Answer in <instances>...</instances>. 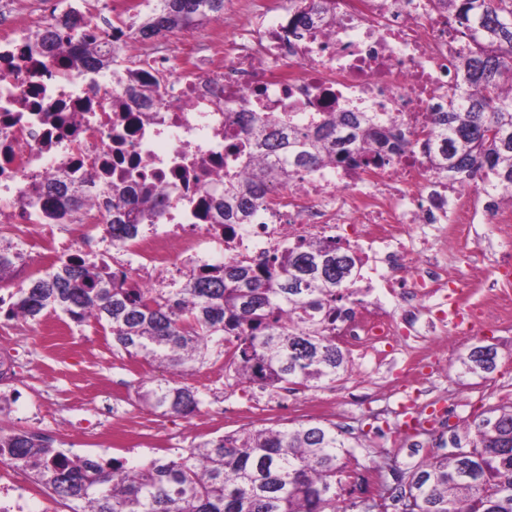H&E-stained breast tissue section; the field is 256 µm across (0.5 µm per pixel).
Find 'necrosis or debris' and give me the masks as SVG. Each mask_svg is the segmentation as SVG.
Masks as SVG:
<instances>
[{"instance_id": "obj_1", "label": "necrosis or debris", "mask_w": 512, "mask_h": 512, "mask_svg": "<svg viewBox=\"0 0 512 512\" xmlns=\"http://www.w3.org/2000/svg\"><path fill=\"white\" fill-rule=\"evenodd\" d=\"M150 3L106 0L93 15L73 7L65 47L49 56L31 33L51 26L56 0L43 14L0 0V198L9 201L0 227L23 253L18 273L31 278L92 258L158 290L211 265L218 249L257 265L311 237L342 239L394 302L389 311L353 298L336 323L337 342L377 366L390 364L402 322L429 337L416 351L419 369L440 366L460 337L512 326V290L502 285L512 278V257H494L486 298L472 305L460 302L467 269L459 261V241L473 225H512V203L476 205L478 189L433 177L422 149L429 115L447 107L457 57L468 47L447 8L437 0H321L317 17L309 0H232L223 22L187 32L169 49L135 33ZM89 41L111 53V69L75 63ZM242 110L277 112L304 128L326 112H373L385 126L400 120L410 144L379 168L301 170L269 192L253 223L219 224L207 207L210 192L253 162L236 121ZM60 170L85 189L79 221L40 216L31 204ZM113 185L159 203L119 246L87 231L103 224ZM208 390L213 420L316 405L284 393L243 409L227 404L217 385ZM135 424L109 391L71 432L90 447L102 430Z\"/></svg>"}]
</instances>
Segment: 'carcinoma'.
Instances as JSON below:
<instances>
[{
  "instance_id": "cac0c4a2",
  "label": "carcinoma",
  "mask_w": 512,
  "mask_h": 512,
  "mask_svg": "<svg viewBox=\"0 0 512 512\" xmlns=\"http://www.w3.org/2000/svg\"><path fill=\"white\" fill-rule=\"evenodd\" d=\"M471 47L459 56L462 93L448 110L433 112L435 143L427 146L439 177L468 186L479 173L483 191L512 201V0H442ZM224 14V0H158L144 16L143 31L158 37L196 29ZM72 24L66 15L35 35L55 53ZM84 61L107 69L112 58L94 42L80 49ZM244 133L261 164L247 177L228 175L209 206L226 224H251L266 199L264 188L284 187L293 167L323 163L386 162L409 144L400 126L384 130L372 112H329L316 130L286 125L274 112L244 113ZM56 218L76 216L83 188L59 171L52 186ZM118 246L134 224L109 219ZM21 258L0 237V284L14 280ZM361 264L340 239L309 238L258 266L219 262L186 276L174 296L118 279L95 262L64 264L16 284L0 316L37 321L62 313L77 326L109 328L131 356L171 370L172 379L142 385L139 404L163 415L188 418L203 399L185 382L224 341L234 347L230 368L264 391L286 385L318 388L347 372L349 355L331 330L339 303ZM497 351L479 346L467 369L492 372ZM349 445L335 425L300 423L284 430H243L193 443L186 453L131 465L64 452L27 432L0 429V463L23 469L72 512H388L386 499H348L336 477L350 463ZM405 512H512V404L488 411L454 435L451 448L410 471Z\"/></svg>"
}]
</instances>
